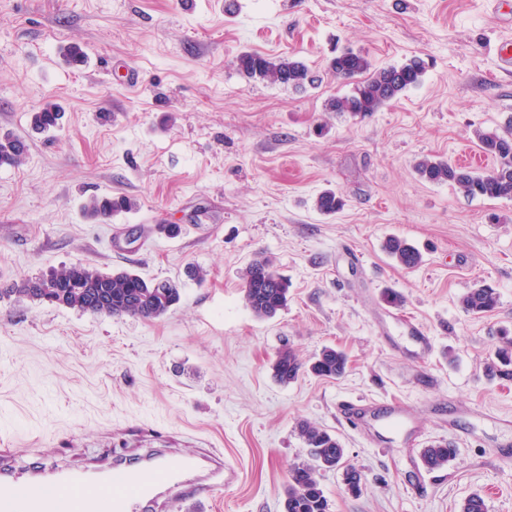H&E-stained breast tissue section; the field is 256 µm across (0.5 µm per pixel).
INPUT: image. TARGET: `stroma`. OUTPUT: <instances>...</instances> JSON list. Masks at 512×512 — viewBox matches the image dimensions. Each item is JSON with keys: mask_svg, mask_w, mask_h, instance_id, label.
Segmentation results:
<instances>
[{"mask_svg": "<svg viewBox=\"0 0 512 512\" xmlns=\"http://www.w3.org/2000/svg\"><path fill=\"white\" fill-rule=\"evenodd\" d=\"M0 0V134L28 142L25 162L0 168V448L78 460L145 448L142 428L175 448L199 438L223 451L238 482L197 512H282L291 467L308 457L297 425L340 440L365 479L350 494L341 471L319 480L330 512H459L470 494L512 512V381L486 366L512 331V200L471 198L422 180L424 156L479 153L475 130L512 123V0ZM80 44L87 62L69 66ZM373 67L414 56L422 82L369 118L331 112L350 84L328 70L335 50ZM244 52L294 56L318 73L296 91L250 81ZM139 76L123 83L124 70ZM64 113L39 134L32 112ZM335 191L344 207L320 213ZM126 195L129 212L86 219L94 196ZM396 236L423 254L415 268L383 249ZM270 258L291 283L288 305L256 318L242 274ZM75 263L171 279L181 300L165 316L109 317L9 294L21 279ZM499 303L483 317L461 296L477 284ZM404 297L398 307L386 289ZM414 317L426 359L399 321ZM302 360L345 352L336 379L283 384L282 347ZM398 399L418 434L340 421V400ZM452 442L458 453L411 492V461Z\"/></svg>", "mask_w": 512, "mask_h": 512, "instance_id": "obj_1", "label": "stroma"}]
</instances>
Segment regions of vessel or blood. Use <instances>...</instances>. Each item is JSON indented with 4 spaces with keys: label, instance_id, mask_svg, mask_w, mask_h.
Masks as SVG:
<instances>
[{
    "label": "vessel or blood",
    "instance_id": "vessel-or-blood-1",
    "mask_svg": "<svg viewBox=\"0 0 512 512\" xmlns=\"http://www.w3.org/2000/svg\"><path fill=\"white\" fill-rule=\"evenodd\" d=\"M237 469L207 448H144L75 466L19 464L0 449V512H176L187 496L235 484Z\"/></svg>",
    "mask_w": 512,
    "mask_h": 512
}]
</instances>
